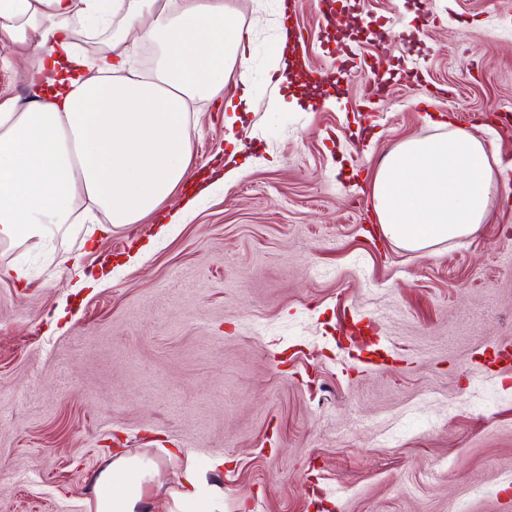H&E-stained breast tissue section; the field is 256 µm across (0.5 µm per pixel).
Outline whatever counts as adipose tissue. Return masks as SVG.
Segmentation results:
<instances>
[{"instance_id": "adipose-tissue-1", "label": "adipose tissue", "mask_w": 512, "mask_h": 512, "mask_svg": "<svg viewBox=\"0 0 512 512\" xmlns=\"http://www.w3.org/2000/svg\"><path fill=\"white\" fill-rule=\"evenodd\" d=\"M98 38L77 53L76 34ZM245 31L224 0H0V46L28 85L0 101V245L51 246L76 216L140 222L187 180L190 101L249 77ZM151 43L148 74L129 69ZM500 172L463 129L411 138L376 168L372 206L382 235L422 255L476 233ZM151 458L116 454L97 475L91 512H136Z\"/></svg>"}]
</instances>
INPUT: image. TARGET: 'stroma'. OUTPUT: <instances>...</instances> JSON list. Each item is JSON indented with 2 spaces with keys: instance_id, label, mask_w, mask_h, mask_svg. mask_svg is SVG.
<instances>
[{
  "instance_id": "stroma-1",
  "label": "stroma",
  "mask_w": 512,
  "mask_h": 512,
  "mask_svg": "<svg viewBox=\"0 0 512 512\" xmlns=\"http://www.w3.org/2000/svg\"><path fill=\"white\" fill-rule=\"evenodd\" d=\"M291 2L281 84L279 0H228L251 77L190 103L169 202L0 253L27 271L0 283V512H88L118 451L157 465L144 512H197L188 462L222 512H512V0H338L332 25ZM448 124L506 189L421 256L382 236L372 175ZM180 500L194 501L202 512H209L211 493L201 484L197 470L190 464L183 469L179 479Z\"/></svg>"
}]
</instances>
